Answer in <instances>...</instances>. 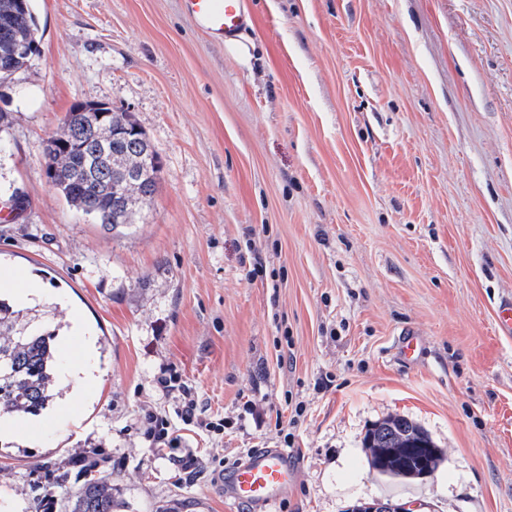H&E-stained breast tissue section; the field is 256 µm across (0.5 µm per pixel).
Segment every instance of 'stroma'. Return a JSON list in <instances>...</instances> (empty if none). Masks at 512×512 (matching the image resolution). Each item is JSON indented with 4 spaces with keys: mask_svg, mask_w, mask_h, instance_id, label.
Instances as JSON below:
<instances>
[{
    "mask_svg": "<svg viewBox=\"0 0 512 512\" xmlns=\"http://www.w3.org/2000/svg\"><path fill=\"white\" fill-rule=\"evenodd\" d=\"M38 51L0 84V272L48 286L50 329L80 323L40 433L0 440V512L101 452L115 512L230 508L218 465L289 447L276 512H512V0H244V62L181 0H32ZM131 113L162 171L147 220L111 230L46 178L78 103ZM423 352L404 362L402 330ZM178 372L224 433L185 432L181 473L141 419L179 426ZM405 417L435 472L389 478L363 437Z\"/></svg>",
    "mask_w": 512,
    "mask_h": 512,
    "instance_id": "1",
    "label": "stroma"
}]
</instances>
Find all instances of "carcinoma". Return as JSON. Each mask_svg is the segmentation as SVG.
<instances>
[{
  "mask_svg": "<svg viewBox=\"0 0 512 512\" xmlns=\"http://www.w3.org/2000/svg\"><path fill=\"white\" fill-rule=\"evenodd\" d=\"M9 26L11 38L31 47L37 43V22L31 0H0V30ZM18 54L0 60V82L7 80L32 58ZM106 127L92 128L86 112L67 113L61 127L45 142L46 168L54 169L52 184L68 203L83 214L94 213L97 223L116 228L141 218L156 192L160 162L146 134L127 112L112 111ZM147 160L140 175L127 182L119 171ZM55 333L48 332L29 310L0 299V420L37 415L55 396L60 368ZM370 465L390 477L414 478L433 473L441 451L429 435L405 417H389L365 435ZM67 475L58 474L64 491L65 512H114L112 480L91 477L79 486H66Z\"/></svg>",
  "mask_w": 512,
  "mask_h": 512,
  "instance_id": "cac0c4a2",
  "label": "carcinoma"
}]
</instances>
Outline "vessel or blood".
<instances>
[{"instance_id": "vessel-or-blood-1", "label": "vessel or blood", "mask_w": 512, "mask_h": 512, "mask_svg": "<svg viewBox=\"0 0 512 512\" xmlns=\"http://www.w3.org/2000/svg\"><path fill=\"white\" fill-rule=\"evenodd\" d=\"M184 11L212 39L225 41L245 28L242 0H181ZM297 473L287 450L259 448L227 470L221 483L226 500L249 512H272L295 483Z\"/></svg>"}]
</instances>
